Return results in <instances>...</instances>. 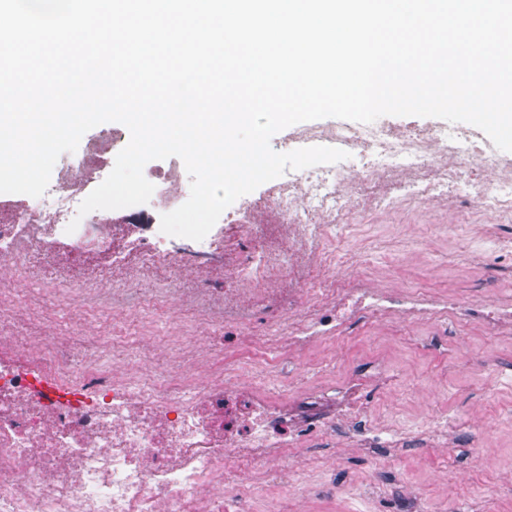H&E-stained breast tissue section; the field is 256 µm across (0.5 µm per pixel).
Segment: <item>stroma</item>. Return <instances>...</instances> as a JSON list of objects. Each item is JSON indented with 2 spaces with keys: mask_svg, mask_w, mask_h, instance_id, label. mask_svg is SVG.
<instances>
[{
  "mask_svg": "<svg viewBox=\"0 0 512 512\" xmlns=\"http://www.w3.org/2000/svg\"><path fill=\"white\" fill-rule=\"evenodd\" d=\"M336 250L461 304L512 269V252L496 251L492 235L462 227L444 243L425 236L405 255L341 237ZM112 333L113 366L165 370L167 350H140L117 319ZM266 358L271 385L292 390V407L308 388L348 372L363 384L354 394L359 420L345 421L344 401L326 403L331 425L289 457L276 486L257 483L258 512H289L301 500L308 512H512V323L489 329L452 319L443 331L425 321L366 324L342 342L289 341Z\"/></svg>",
  "mask_w": 512,
  "mask_h": 512,
  "instance_id": "35a3bbf8",
  "label": "stroma"
}]
</instances>
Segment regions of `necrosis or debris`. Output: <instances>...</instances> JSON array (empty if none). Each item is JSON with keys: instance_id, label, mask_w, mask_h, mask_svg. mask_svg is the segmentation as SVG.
I'll return each mask as SVG.
<instances>
[{"instance_id": "necrosis-or-debris-1", "label": "necrosis or debris", "mask_w": 512, "mask_h": 512, "mask_svg": "<svg viewBox=\"0 0 512 512\" xmlns=\"http://www.w3.org/2000/svg\"><path fill=\"white\" fill-rule=\"evenodd\" d=\"M286 142L349 157L285 171L259 199L225 210V232L200 241L153 232L189 197L178 158L148 172V203L79 215L127 144L117 129L88 141L79 165H61L44 195L0 216V307L39 324L36 335L0 337V512H254L251 479L274 477L299 439L262 362L248 375L208 368L163 380L139 365L105 363L110 338L100 331L94 355L73 365L54 306L66 298L85 305L86 290L48 296L22 287L56 248L72 260L97 252L173 287L190 278L200 294L223 276L233 328L281 300L280 319L311 336L340 337L358 321L442 325L457 314L492 324L512 311L483 299L458 309L418 288L387 289L340 266L332 247L338 229L352 238L365 232L367 215H428L440 230L463 215L511 224L512 160L488 141L457 124L330 123L293 129ZM260 211L274 221L252 224ZM212 332L201 313L190 326L171 320L163 337L142 322L140 340L179 352L206 345Z\"/></svg>"}]
</instances>
